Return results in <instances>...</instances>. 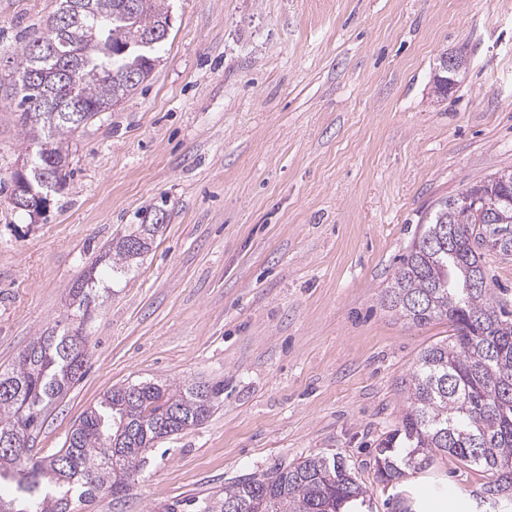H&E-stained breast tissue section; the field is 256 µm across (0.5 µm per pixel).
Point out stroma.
Returning a JSON list of instances; mask_svg holds the SVG:
<instances>
[{
	"mask_svg": "<svg viewBox=\"0 0 512 512\" xmlns=\"http://www.w3.org/2000/svg\"><path fill=\"white\" fill-rule=\"evenodd\" d=\"M149 80L76 132L45 218L12 210L25 154L0 103V365L82 324L84 377L34 448H62L110 389L220 383L198 427L155 445L128 495L84 512H158L309 455L343 457L394 512L375 448L398 428L421 353L452 334L382 294L438 198L512 171V0H165ZM56 0H0V76ZM468 64L435 91L443 54ZM160 216L151 250L111 276L99 255ZM93 271L95 307L69 303ZM483 473L437 456L401 485L471 512Z\"/></svg>",
	"mask_w": 512,
	"mask_h": 512,
	"instance_id": "35a3bbf8",
	"label": "stroma"
}]
</instances>
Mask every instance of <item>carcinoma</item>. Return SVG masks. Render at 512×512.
<instances>
[{
    "label": "carcinoma",
    "mask_w": 512,
    "mask_h": 512,
    "mask_svg": "<svg viewBox=\"0 0 512 512\" xmlns=\"http://www.w3.org/2000/svg\"><path fill=\"white\" fill-rule=\"evenodd\" d=\"M125 0H58L40 35L12 52L9 83L0 92L15 101L23 140L35 146L31 161L50 162L57 182L69 170V141L78 127L48 114L69 111L77 103L87 120L125 99L149 79L153 61L165 40L137 54L120 53L119 44L136 42L140 30L167 14L163 0H134L140 12L136 27L123 21ZM70 12L67 47L78 70L72 76L32 81L40 66L66 68L59 58L33 52L36 43L55 37L58 13ZM138 73L136 80L127 77ZM453 199L444 198L426 212L421 233L403 256L384 305L401 319L425 325L446 319L453 327L447 339L426 348L406 386L400 428L376 448L375 474L388 486L400 484L406 472L428 468L437 453L453 457L486 475L476 500H497L512 512V476L500 473L512 464V306L499 298L492 280L465 287L471 265L482 261L477 245L487 232L481 216L471 215L456 227L455 241L440 240L454 221ZM158 224H140L119 238L100 257L119 274L140 258L132 237L144 240L143 252ZM92 275L70 288L78 308L88 312L98 295ZM88 336L79 326L35 337L12 365L0 370V478L16 485L17 496H0V512H78L98 495L122 496L130 478L145 464V454L173 434L202 425L213 413L224 385L167 384L149 381L114 387L98 405L87 409L67 435L63 448L32 461L29 440L39 432L42 414L82 376ZM368 490L339 456H306L286 469L248 477L224 486L200 502L175 503L163 512L187 507L195 512H228L247 502L251 512H349L364 502Z\"/></svg>",
    "instance_id": "1"
}]
</instances>
